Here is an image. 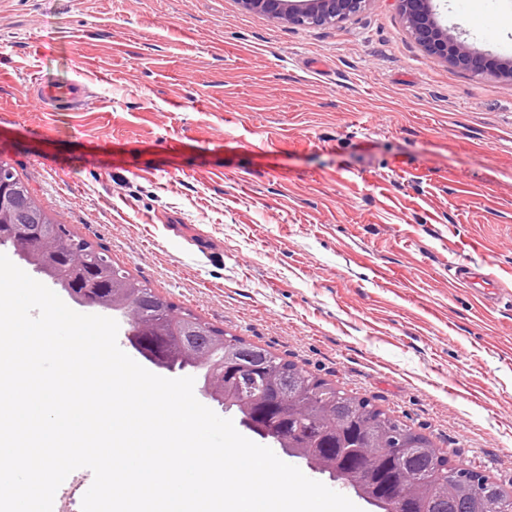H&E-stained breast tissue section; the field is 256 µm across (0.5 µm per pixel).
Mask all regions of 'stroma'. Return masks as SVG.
Wrapping results in <instances>:
<instances>
[{
  "mask_svg": "<svg viewBox=\"0 0 512 512\" xmlns=\"http://www.w3.org/2000/svg\"><path fill=\"white\" fill-rule=\"evenodd\" d=\"M438 5L512 59V0ZM83 76L88 112L28 92ZM0 160L155 293L512 491V302L448 274L512 289V81L427 57L395 0L314 28L237 0H0ZM453 277L459 283L482 294L485 300H494L499 302L506 289L503 287L498 277L491 271L488 263L472 265L470 263H453L449 269Z\"/></svg>",
  "mask_w": 512,
  "mask_h": 512,
  "instance_id": "1",
  "label": "stroma"
}]
</instances>
